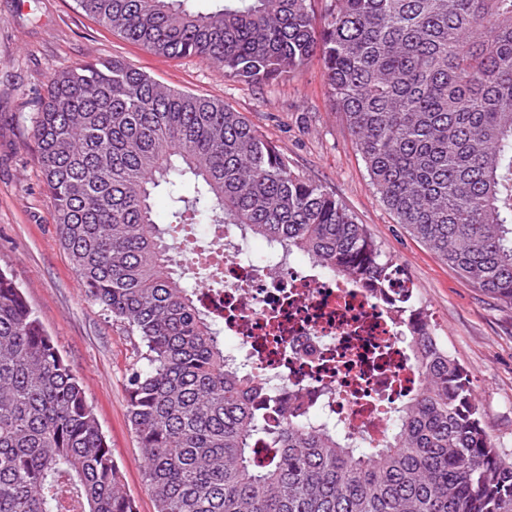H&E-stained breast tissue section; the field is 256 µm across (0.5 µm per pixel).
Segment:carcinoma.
I'll return each instance as SVG.
<instances>
[{
    "mask_svg": "<svg viewBox=\"0 0 512 512\" xmlns=\"http://www.w3.org/2000/svg\"><path fill=\"white\" fill-rule=\"evenodd\" d=\"M98 24L248 85L319 58L380 201L462 279L512 305V0H76ZM43 185L83 287L139 339L128 412L156 512H512V460L413 289L396 306L418 376L393 446L366 457L225 362L224 319L167 232L224 225L378 295L393 261L322 185L224 102L120 60L56 73L33 121ZM136 512L86 390L0 273V512Z\"/></svg>",
    "mask_w": 512,
    "mask_h": 512,
    "instance_id": "cac0c4a2",
    "label": "carcinoma"
}]
</instances>
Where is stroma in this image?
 <instances>
[{"label": "stroma", "mask_w": 512, "mask_h": 512, "mask_svg": "<svg viewBox=\"0 0 512 512\" xmlns=\"http://www.w3.org/2000/svg\"><path fill=\"white\" fill-rule=\"evenodd\" d=\"M112 58L223 100L279 147L293 172L332 192L410 279L440 342L468 373L489 434L512 454V306L460 279L395 222L341 114L331 108L319 62L279 82L251 86L200 59L143 50L85 16L74 0H0V271L20 288L83 380L136 512H155L127 412L139 341L83 288L60 242L32 131L36 99L54 74Z\"/></svg>", "instance_id": "1"}]
</instances>
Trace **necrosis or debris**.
I'll list each match as a JSON object with an SVG mask.
<instances>
[{"instance_id": "4bbe7bcc", "label": "necrosis or debris", "mask_w": 512, "mask_h": 512, "mask_svg": "<svg viewBox=\"0 0 512 512\" xmlns=\"http://www.w3.org/2000/svg\"><path fill=\"white\" fill-rule=\"evenodd\" d=\"M218 249L232 358L257 367L292 411L331 404L366 448L384 447L391 412L416 383L390 301L356 279L295 270L290 257L278 265L257 259L229 229Z\"/></svg>"}]
</instances>
